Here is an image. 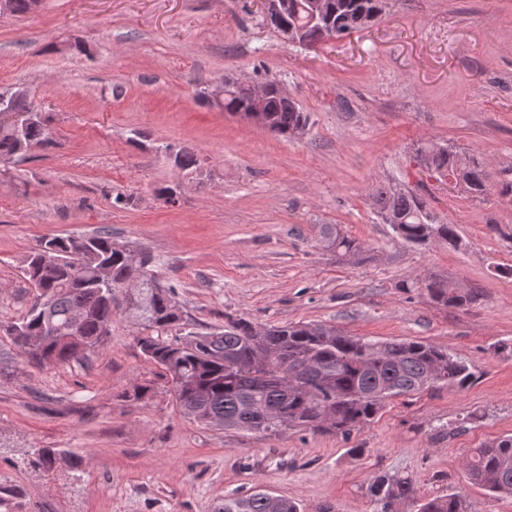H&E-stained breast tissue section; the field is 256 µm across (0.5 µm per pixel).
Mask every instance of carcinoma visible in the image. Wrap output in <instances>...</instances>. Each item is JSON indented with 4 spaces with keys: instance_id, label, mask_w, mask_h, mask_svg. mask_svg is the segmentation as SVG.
<instances>
[{
    "instance_id": "cac0c4a2",
    "label": "carcinoma",
    "mask_w": 512,
    "mask_h": 512,
    "mask_svg": "<svg viewBox=\"0 0 512 512\" xmlns=\"http://www.w3.org/2000/svg\"><path fill=\"white\" fill-rule=\"evenodd\" d=\"M33 2L5 0L0 13L22 16L31 12ZM308 2L288 0V10L274 26L276 31L281 24L298 29L305 46L365 28L387 8V0H324L323 13L313 21ZM265 85L270 132L293 137L294 130L308 125L309 114L279 94L276 78ZM252 107L250 90L232 85L224 98L226 111L245 112ZM15 110L34 113V122L21 136L0 123L1 165L20 162L32 147L47 142L45 121L34 105L20 99ZM437 146L438 142L425 140L414 148L416 153H430L429 175L438 178L445 173L475 197L493 186L501 196H512V181L492 184L477 155L452 144L443 153ZM376 203L380 215L399 218L394 232L404 242L422 246L438 238L452 249L460 247L455 226L437 223L420 195L381 187ZM320 242L344 256L360 250L356 238L332 224L320 226ZM151 262L146 252L133 260L107 232L43 238L24 268L35 299L26 314L6 329L24 363L38 369L79 363L102 348L112 331L113 286L138 276L143 288L133 307L140 321L137 347L170 385L180 412L206 427L247 435H273L288 427L312 434L335 432L347 439L373 423L395 399L448 385L465 389L477 380L469 362L430 342L351 336L322 324L264 328L227 315L222 329L185 333L176 294L150 273ZM104 268L111 275L103 282L99 272ZM424 288L446 307L463 308L474 300L473 294L440 280H431ZM28 336L38 343L26 345L23 338ZM154 395L155 383L148 381L124 393V398L139 402ZM55 459L54 449L40 448L30 464L49 472ZM464 468L469 483L492 496L512 497V435L469 449ZM368 496L372 512H469L458 492L417 498L413 479L404 475L376 476ZM20 498L21 493L0 486V512H22ZM214 512H302V506L258 486L249 494L224 496Z\"/></svg>"
}]
</instances>
